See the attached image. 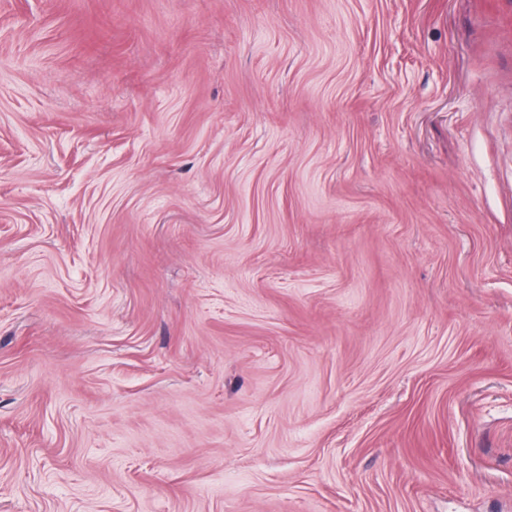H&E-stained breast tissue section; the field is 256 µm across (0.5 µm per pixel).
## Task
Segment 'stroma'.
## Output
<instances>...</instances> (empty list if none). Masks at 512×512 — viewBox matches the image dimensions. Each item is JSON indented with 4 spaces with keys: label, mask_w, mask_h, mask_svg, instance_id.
I'll return each instance as SVG.
<instances>
[{
    "label": "stroma",
    "mask_w": 512,
    "mask_h": 512,
    "mask_svg": "<svg viewBox=\"0 0 512 512\" xmlns=\"http://www.w3.org/2000/svg\"><path fill=\"white\" fill-rule=\"evenodd\" d=\"M0 512H512V0H0Z\"/></svg>",
    "instance_id": "35a3bbf8"
}]
</instances>
